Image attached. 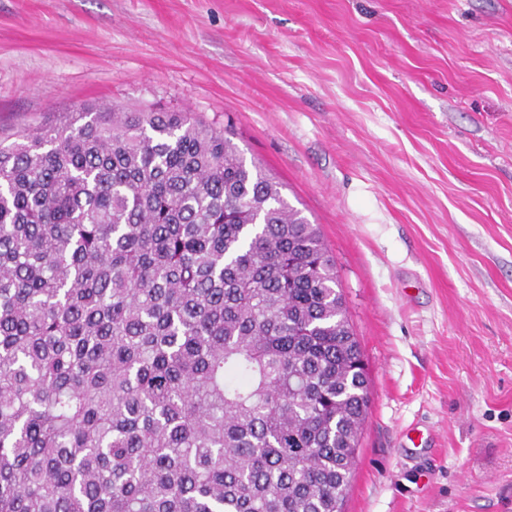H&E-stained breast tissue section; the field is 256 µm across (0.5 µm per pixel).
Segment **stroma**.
<instances>
[{
    "instance_id": "1",
    "label": "stroma",
    "mask_w": 512,
    "mask_h": 512,
    "mask_svg": "<svg viewBox=\"0 0 512 512\" xmlns=\"http://www.w3.org/2000/svg\"><path fill=\"white\" fill-rule=\"evenodd\" d=\"M232 132L317 224L369 402L343 512H512V0H0V135Z\"/></svg>"
}]
</instances>
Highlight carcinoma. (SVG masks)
Listing matches in <instances>:
<instances>
[{
    "mask_svg": "<svg viewBox=\"0 0 512 512\" xmlns=\"http://www.w3.org/2000/svg\"><path fill=\"white\" fill-rule=\"evenodd\" d=\"M366 390L317 226L226 132L0 140V512H336Z\"/></svg>",
    "mask_w": 512,
    "mask_h": 512,
    "instance_id": "obj_1",
    "label": "carcinoma"
}]
</instances>
